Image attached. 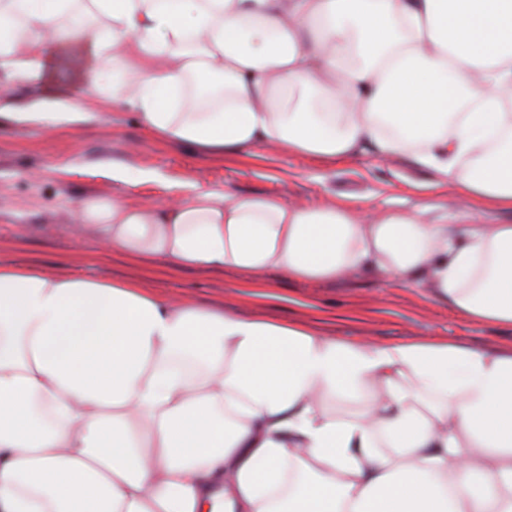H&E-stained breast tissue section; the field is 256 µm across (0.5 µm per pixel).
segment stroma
I'll use <instances>...</instances> for the list:
<instances>
[{
  "label": "stroma",
  "instance_id": "1",
  "mask_svg": "<svg viewBox=\"0 0 512 512\" xmlns=\"http://www.w3.org/2000/svg\"><path fill=\"white\" fill-rule=\"evenodd\" d=\"M47 71L38 82L0 86L20 110L52 95L82 93L88 119L55 128L0 120V263L35 266L59 276L77 273L143 281L160 296L187 294L198 302L221 301L240 314L304 322L340 340L392 344L423 337L469 348L512 349V328L477 323L439 302L430 288L404 286L372 274L328 284L265 276L267 295H253L243 274L152 267L123 257L99 259L98 239L75 240L77 206L88 196L122 194L135 205H159L189 185L241 195L277 196L291 204L344 201L362 212L405 211L426 201L438 213L456 214L447 186L433 173L401 160L363 156L333 162L276 153L254 144L224 156L173 145L149 135L138 111L102 104L86 80L79 53L49 46ZM124 168L129 181L112 178ZM154 170L167 185L135 183L133 174Z\"/></svg>",
  "mask_w": 512,
  "mask_h": 512
}]
</instances>
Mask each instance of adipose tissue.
Wrapping results in <instances>:
<instances>
[{"label":"adipose tissue","instance_id":"ef3b65f1","mask_svg":"<svg viewBox=\"0 0 512 512\" xmlns=\"http://www.w3.org/2000/svg\"><path fill=\"white\" fill-rule=\"evenodd\" d=\"M112 101L220 154L434 170L469 220L199 185L93 196L104 256L315 284L371 271L512 327V0H0V74L48 43ZM81 96L16 112L66 126ZM0 512H512V351L341 341L134 280L0 264Z\"/></svg>","mask_w":512,"mask_h":512}]
</instances>
